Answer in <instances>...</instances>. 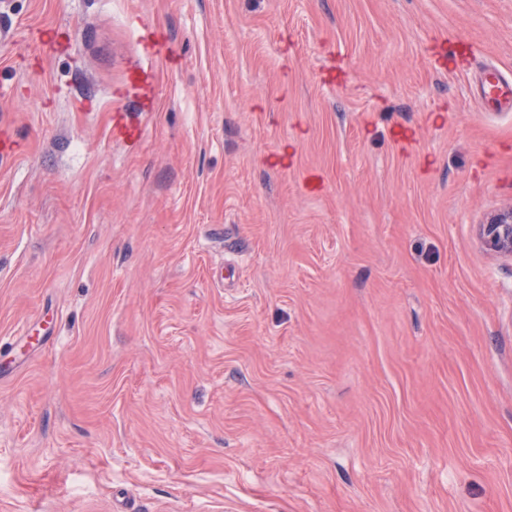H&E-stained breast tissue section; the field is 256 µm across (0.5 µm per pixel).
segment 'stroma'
<instances>
[{"instance_id":"1","label":"stroma","mask_w":512,"mask_h":512,"mask_svg":"<svg viewBox=\"0 0 512 512\" xmlns=\"http://www.w3.org/2000/svg\"><path fill=\"white\" fill-rule=\"evenodd\" d=\"M512 0H0V512H512ZM476 94L493 112H512V80L504 79L497 70H482ZM479 234L492 251L512 256V206L481 224Z\"/></svg>"}]
</instances>
